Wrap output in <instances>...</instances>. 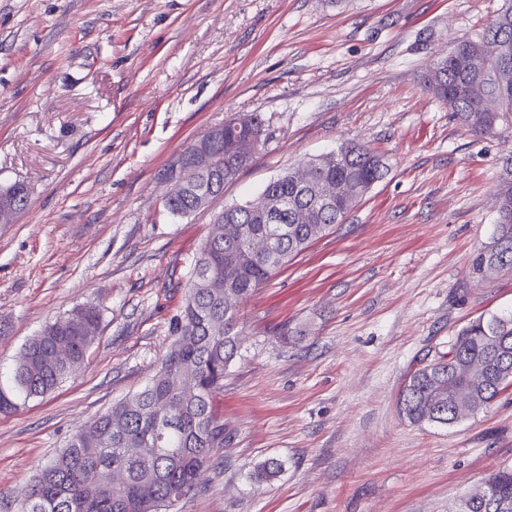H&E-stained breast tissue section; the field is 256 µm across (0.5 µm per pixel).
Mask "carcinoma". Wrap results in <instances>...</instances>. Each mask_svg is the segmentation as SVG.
<instances>
[{"label": "carcinoma", "instance_id": "obj_1", "mask_svg": "<svg viewBox=\"0 0 512 512\" xmlns=\"http://www.w3.org/2000/svg\"><path fill=\"white\" fill-rule=\"evenodd\" d=\"M496 44L507 46L512 54V0H504L494 19L468 43V54L480 53L485 59L484 97L472 95L469 74L458 56L448 59L440 73L429 75L424 85L481 135L512 124V69L502 71L498 60L488 55V48ZM213 150L215 169L196 175L169 203L170 214L182 217L193 211L200 189L219 197L224 186L236 180L240 170L226 154L225 144L217 143ZM338 153L335 163L311 160L314 183H335L337 202H322L315 188L298 187L285 170L262 190L287 205L276 219L245 212L238 205L233 206V219L220 212L226 220L224 239L202 243L190 270L184 306L172 325L174 343L161 364L171 380L190 375L195 390L178 394L170 383L154 380L77 426L66 447L31 477L17 512H173L196 490L199 474L224 446V426L213 400L238 353L237 304L342 223L357 205L346 202L352 190L363 197L386 175L383 156L365 143L345 142ZM0 196L20 212L27 205L28 188L15 183L0 190ZM500 197L493 240L477 251L469 266L474 278L491 270H512V178L504 182ZM295 209L308 212L305 223L292 220ZM265 237L273 239V248L253 250L251 242ZM213 276L224 279L223 292L208 288ZM78 311L79 321L60 316L26 344L13 371L11 391L0 387V412L16 408L15 396L29 398L53 390L82 366L99 334L101 312L93 305ZM511 380L512 314L480 316L459 331L448 351L424 358L410 370L399 408L413 424L449 425L486 408ZM89 470L98 473L99 481H85ZM282 470L280 460L267 458L251 478L271 481ZM115 471L123 476L117 484L112 482ZM461 512H512V467L492 472L466 496Z\"/></svg>", "mask_w": 512, "mask_h": 512}]
</instances>
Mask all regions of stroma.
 Returning <instances> with one entry per match:
<instances>
[{"instance_id": "stroma-1", "label": "stroma", "mask_w": 512, "mask_h": 512, "mask_svg": "<svg viewBox=\"0 0 512 512\" xmlns=\"http://www.w3.org/2000/svg\"><path fill=\"white\" fill-rule=\"evenodd\" d=\"M503 0H0V377L72 309L101 310L82 368L0 413V512L82 422L142 390L215 213L288 166L362 140L387 175L343 224L240 305L214 409L218 469L180 512H457L512 464V386L457 423H410L406 376L470 320L512 313L491 242L512 128L477 136L423 89ZM257 114L267 140L210 210L171 215L160 176L193 140ZM287 342H280V330ZM268 458L275 480L249 478ZM1 198L10 199L16 209L8 204L0 203V222L9 220L17 212L24 210L27 205L28 188L23 183H15L9 187L2 188ZM17 210V211H16Z\"/></svg>"}]
</instances>
